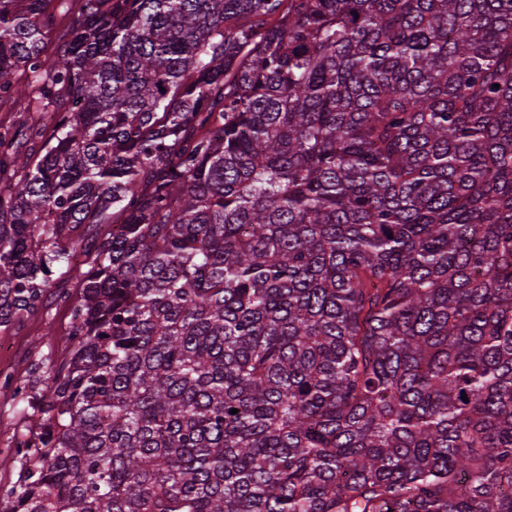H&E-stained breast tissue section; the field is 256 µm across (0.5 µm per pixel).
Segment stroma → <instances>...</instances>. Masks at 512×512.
<instances>
[{"instance_id": "1", "label": "stroma", "mask_w": 512, "mask_h": 512, "mask_svg": "<svg viewBox=\"0 0 512 512\" xmlns=\"http://www.w3.org/2000/svg\"><path fill=\"white\" fill-rule=\"evenodd\" d=\"M73 322L71 307L48 296L36 310L8 329H0V485L17 478L12 424L21 417L28 397L45 393L44 360L64 358Z\"/></svg>"}]
</instances>
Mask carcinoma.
Here are the masks:
<instances>
[{"mask_svg": "<svg viewBox=\"0 0 512 512\" xmlns=\"http://www.w3.org/2000/svg\"><path fill=\"white\" fill-rule=\"evenodd\" d=\"M50 2L0 328L80 291L0 512H512V0H81L48 65Z\"/></svg>", "mask_w": 512, "mask_h": 512, "instance_id": "cac0c4a2", "label": "carcinoma"}]
</instances>
